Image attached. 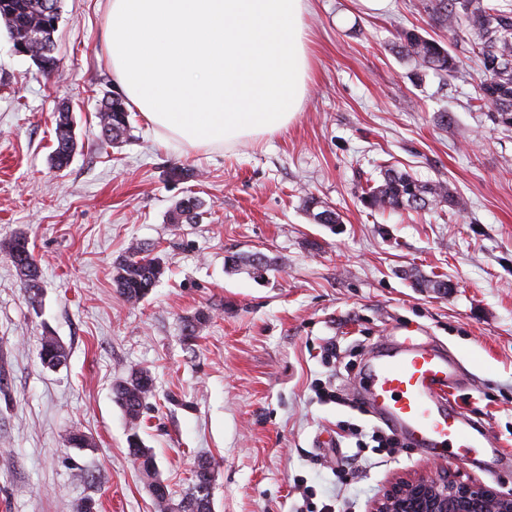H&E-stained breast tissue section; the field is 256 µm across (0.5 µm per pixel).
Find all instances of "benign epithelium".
<instances>
[{
	"mask_svg": "<svg viewBox=\"0 0 512 512\" xmlns=\"http://www.w3.org/2000/svg\"><path fill=\"white\" fill-rule=\"evenodd\" d=\"M369 512H512V494L463 480L448 470L396 480Z\"/></svg>",
	"mask_w": 512,
	"mask_h": 512,
	"instance_id": "7a95c632",
	"label": "benign epithelium"
}]
</instances>
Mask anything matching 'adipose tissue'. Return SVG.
<instances>
[{"instance_id":"adipose-tissue-1","label":"adipose tissue","mask_w":512,"mask_h":512,"mask_svg":"<svg viewBox=\"0 0 512 512\" xmlns=\"http://www.w3.org/2000/svg\"><path fill=\"white\" fill-rule=\"evenodd\" d=\"M312 0H106L112 79L186 151L287 129L312 80Z\"/></svg>"}]
</instances>
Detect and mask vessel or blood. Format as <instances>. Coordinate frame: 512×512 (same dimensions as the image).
<instances>
[{"instance_id": "obj_1", "label": "vessel or blood", "mask_w": 512, "mask_h": 512, "mask_svg": "<svg viewBox=\"0 0 512 512\" xmlns=\"http://www.w3.org/2000/svg\"><path fill=\"white\" fill-rule=\"evenodd\" d=\"M456 387L457 367L447 354L408 335L372 356L359 396L408 446L426 454L453 448L457 459L476 466L475 451L488 447V434L454 404Z\"/></svg>"}]
</instances>
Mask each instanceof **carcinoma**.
<instances>
[{
  "instance_id": "1",
  "label": "carcinoma",
  "mask_w": 512,
  "mask_h": 512,
  "mask_svg": "<svg viewBox=\"0 0 512 512\" xmlns=\"http://www.w3.org/2000/svg\"><path fill=\"white\" fill-rule=\"evenodd\" d=\"M60 0H0V20L4 22L10 39L25 42L32 49V58L39 63L45 76L57 72L60 59L44 52V46L55 47L53 34L59 19ZM427 9L431 18L451 31L466 34L469 53L479 63L474 107L487 111L493 120L503 126L512 125V0H429ZM391 50L409 63L417 80L429 73L453 77L458 72L459 57L450 48L429 39L418 30L398 32ZM100 137L117 143L130 132V112L124 99L105 93L98 113ZM77 141L74 121L69 110H61L55 117L54 143L51 153L53 167L62 171L68 167L75 153ZM360 203L371 212L402 213L404 211H435L444 206L452 212L466 209L467 202L449 184L423 181L395 165L380 168V179L360 195ZM304 209L317 224H340L342 216L334 207L313 195L302 198ZM204 202L195 195L181 199L170 214L173 224H197L203 214ZM0 253L12 263L25 293L35 304L41 294V274L24 232H17L0 243ZM225 263L235 270L246 269L263 277L272 266L271 260L261 252L232 254ZM115 286L128 301L143 300L165 275L163 259L148 246L135 242L115 261ZM210 321V314L198 310L184 321L187 340L199 337ZM43 363L54 368L65 364L67 355L63 347L45 337L40 346ZM153 379L143 369H131L113 386L116 403L122 409L130 426L128 447L143 449L142 455L133 457L141 472L155 461L152 449L144 446L139 435L141 418L150 409ZM211 486L193 479L191 487L179 501L180 512H211Z\"/></svg>"
}]
</instances>
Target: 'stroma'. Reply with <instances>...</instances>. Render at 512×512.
<instances>
[{"label":"stroma","mask_w":512,"mask_h":512,"mask_svg":"<svg viewBox=\"0 0 512 512\" xmlns=\"http://www.w3.org/2000/svg\"><path fill=\"white\" fill-rule=\"evenodd\" d=\"M426 0H312L313 79L297 118L273 136L217 149L164 147L139 114L130 136L99 137L95 112L115 84L103 40L106 0H61L58 73L13 52L0 22V241L26 232L41 272L31 304L0 254V512H154L128 455L113 383L129 369L155 382L140 435L173 499L193 466L214 467L212 512H369L391 482L450 469L512 494V463L475 468L410 446L354 457L355 430L375 426L356 385L374 348L405 329L463 367L452 398L512 452V127L472 110L478 65L417 81L391 46L398 29L455 46ZM69 104L77 148L50 165L53 114ZM449 182L464 212L367 213L359 197L380 163ZM174 167L193 170L170 178ZM205 202L197 224H173L177 201ZM309 192L341 224L301 208ZM168 266L142 301H127L113 264L131 242ZM261 252L264 277L231 271L234 253ZM448 282L416 288L412 274ZM211 320L193 341L186 317ZM54 336L68 358H39ZM91 443L72 447V431Z\"/></svg>","instance_id":"35a3bbf8"}]
</instances>
